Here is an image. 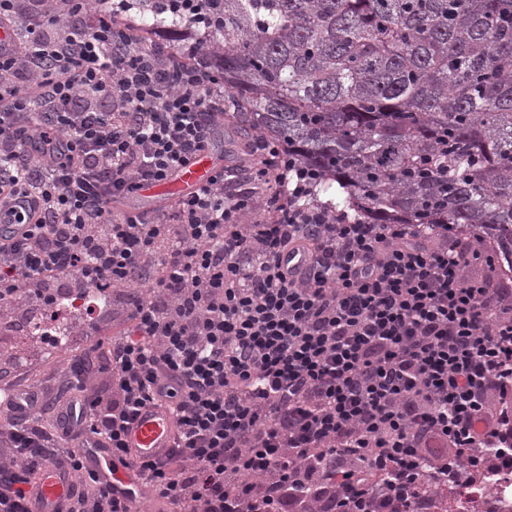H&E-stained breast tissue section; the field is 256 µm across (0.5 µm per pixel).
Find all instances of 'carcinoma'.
<instances>
[{
  "label": "carcinoma",
  "mask_w": 512,
  "mask_h": 512,
  "mask_svg": "<svg viewBox=\"0 0 512 512\" xmlns=\"http://www.w3.org/2000/svg\"><path fill=\"white\" fill-rule=\"evenodd\" d=\"M144 25L182 21L130 0ZM239 129L365 224L463 225L512 276V0H218Z\"/></svg>",
  "instance_id": "carcinoma-1"
}]
</instances>
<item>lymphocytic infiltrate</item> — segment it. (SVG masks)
I'll return each instance as SVG.
<instances>
[{
	"label": "lymphocytic infiltrate",
	"instance_id": "lymphocytic-infiltrate-1",
	"mask_svg": "<svg viewBox=\"0 0 512 512\" xmlns=\"http://www.w3.org/2000/svg\"><path fill=\"white\" fill-rule=\"evenodd\" d=\"M2 24L26 36L0 44V205L39 210L0 235V334L61 314L75 336L124 329L74 347L49 424L0 401V512H34L48 465L80 483L61 512H135L71 451L85 433L177 512H445L443 493L512 466V283L469 275L484 237L351 220L262 135L261 201L220 169L175 206L119 210L209 148L215 59L140 46L126 0H0ZM162 404L173 448L132 457L131 424Z\"/></svg>",
	"mask_w": 512,
	"mask_h": 512
}]
</instances>
